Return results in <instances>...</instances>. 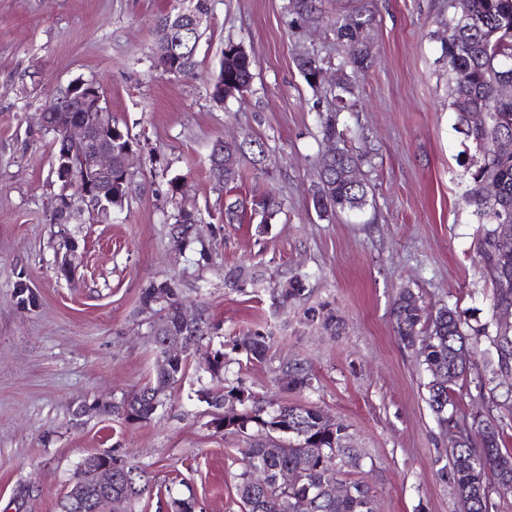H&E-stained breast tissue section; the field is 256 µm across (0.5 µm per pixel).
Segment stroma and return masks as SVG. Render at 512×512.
I'll return each mask as SVG.
<instances>
[{
	"label": "stroma",
	"instance_id": "obj_1",
	"mask_svg": "<svg viewBox=\"0 0 512 512\" xmlns=\"http://www.w3.org/2000/svg\"><path fill=\"white\" fill-rule=\"evenodd\" d=\"M361 3L373 14L372 62L339 121L372 193L363 211L321 215L312 194L328 102L295 59L315 56L335 74L343 51L331 13L304 26L288 0H210L197 66L183 76L152 59L156 21L179 0H0V512H60L85 458L106 451L153 478L133 512H171V498L188 496L196 512H240L247 436L219 428L204 397L217 351L226 386L315 406L347 425L375 512H460L454 439L392 317L406 289L471 326L492 315L495 288L480 270V226L466 198L475 151L448 101V0ZM230 41L257 66L244 96L221 101L213 87ZM77 78L100 83L137 146L122 209L107 221L85 211L54 224L60 184L39 106ZM219 139L263 142L264 171L243 157L237 181L215 184L209 151ZM270 192L282 207L264 225L250 210ZM232 203L243 222L226 223ZM181 207L200 219L182 245L172 232ZM72 243L75 271L65 277L58 264ZM297 276L303 294L281 301ZM20 278L35 305L18 303ZM162 283L207 319L210 335L190 349L181 384L150 420L93 410L154 376L155 318L141 294ZM257 331L270 338L260 361L239 347ZM291 366L307 373L306 387L288 388Z\"/></svg>",
	"mask_w": 512,
	"mask_h": 512
}]
</instances>
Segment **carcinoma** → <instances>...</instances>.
I'll return each mask as SVG.
<instances>
[{"instance_id":"1","label":"carcinoma","mask_w":512,"mask_h":512,"mask_svg":"<svg viewBox=\"0 0 512 512\" xmlns=\"http://www.w3.org/2000/svg\"><path fill=\"white\" fill-rule=\"evenodd\" d=\"M322 0H288L294 20L309 15H321ZM468 13L456 12L455 0H448V38L442 43V56L448 61L451 86L448 98L457 117L459 133L475 145L480 160L467 171L468 199L482 230L475 242V250L483 273L495 286L493 304L510 299L512 288L501 287V259L512 267V240L502 242L496 237L499 224H512V148L501 150L503 141L512 145V96L505 98L501 88L512 86V0H467ZM209 10L208 0H188L178 12L167 13L158 20L156 44L169 39L175 23L191 12ZM373 15L366 7H341L336 10L332 28L336 42L343 48L345 58L341 68H350L343 84L336 91V108L322 116L323 141L335 140L336 153L330 158L318 159V181L313 192L314 209L320 214L355 212L368 202L370 185L359 168L362 157L347 148L346 130L338 127L337 114L348 108V97L354 95L355 75L370 64L369 51L363 33L372 22ZM256 62L222 64L219 76L236 81L248 90ZM296 66L306 83L314 87L323 67L309 55L296 58ZM483 111L486 120L478 122L474 112ZM113 181H128V174L120 167V155L133 139L129 131L112 122ZM229 149V143H213L209 154V176L224 186L236 180V166L220 168L217 147ZM493 183L498 189L496 202L488 204L482 186ZM260 223L266 224L280 210V202L273 193L264 196L261 203ZM75 216L74 207L53 202L52 221L67 224ZM142 304L148 310L160 313L159 324L153 330L155 350H160L159 337L167 334H186L200 342L208 334L205 321L198 320L190 327L178 316L179 300L175 289L167 284L152 285L142 294ZM393 316L396 331L409 346L419 345L423 364L431 374L428 383V401L443 426L456 429L459 439L452 448V479L456 487L461 512H488L491 488L500 476V470L512 463V451L503 449L504 428L492 433L482 431L485 417L492 408L502 407L512 416V394L496 393L489 389L487 405L471 415V420L458 421L448 409L456 408L454 386L468 377L472 370L473 346L485 341L495 351L491 360L492 371H512V328L489 330L484 324L465 331L456 311L440 307L427 311L410 290L403 291L395 301ZM269 348V337L253 333V342L246 348L250 357L261 360ZM215 387L205 393L217 409L225 407L226 399L239 388L224 387V353H214V362L208 366ZM184 360L176 358L168 367L156 369L155 380L140 389L134 399L119 403L102 404L97 409L104 414L123 417L128 422H141L151 418L163 405L166 391L183 376ZM280 410L288 417L294 432L288 434V445L281 446L277 454L268 452L263 439H254L241 449L245 468L240 474L237 494L243 512H374L370 487L361 480L352 482L354 494L336 496L334 488L346 468L361 467L362 454L352 444L347 427L336 422L321 420L320 410L313 406L284 404ZM238 432L254 425L264 431L268 419L261 401L255 399L251 407L237 415ZM260 467L267 472L266 483L256 485L251 480V469ZM284 470L297 472V479L284 485L279 475ZM150 473L137 466H127L112 460V512H126L127 507L139 500L151 486ZM84 499L78 505L65 499L61 512H94L97 488L90 481L84 483Z\"/></svg>"}]
</instances>
